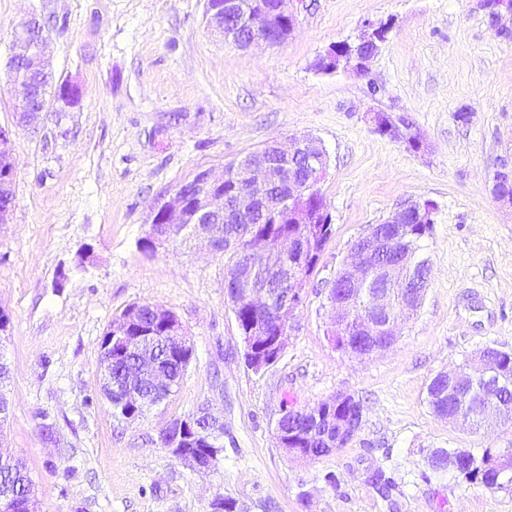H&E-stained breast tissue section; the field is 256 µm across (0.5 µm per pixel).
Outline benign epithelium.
I'll return each mask as SVG.
<instances>
[{"label": "benign epithelium", "mask_w": 512, "mask_h": 512, "mask_svg": "<svg viewBox=\"0 0 512 512\" xmlns=\"http://www.w3.org/2000/svg\"><path fill=\"white\" fill-rule=\"evenodd\" d=\"M301 0H222L214 5L206 0L208 26L219 32L224 41L241 49L259 43L281 44L294 26V14L288 3ZM387 27L365 24V33L359 38L331 45L318 57L316 70L334 73L339 69L362 71L366 62L377 55L385 41ZM14 38L19 52L10 59V66L22 69L32 76L37 73L35 64L46 55L47 40L43 36L40 20L30 16L15 31ZM370 121L375 129L389 138L403 142L412 148L421 146L413 133L412 125L403 115L376 111ZM328 155L322 144L312 137L296 140L287 148L277 142L267 144L251 154L241 181L225 187L227 178H217L211 170L198 171L190 180L180 184L167 198L154 208L151 224L163 229H152L143 247L152 250L155 244L178 235L182 224H189L194 233L203 238L214 253L224 250V224L250 223L254 209L277 218L287 202L306 204L312 198H320V182L327 175ZM15 169L0 175V223L7 220L12 206V186ZM493 193L496 199L512 205V168L503 162L493 172ZM435 206L430 201H407L393 211L385 223L390 230L414 216L423 224L433 223ZM387 240L384 233L372 226L359 237L347 255L343 269L336 275L332 287H341L346 298L332 302L334 330L332 336L354 337V343L346 352L358 358L370 357L389 348L397 339L396 326L420 306L427 286L426 269L416 262L415 252L399 248L391 261L383 260ZM296 250L306 251L305 238L296 235L267 234L242 256L240 271L225 279L226 295L247 302L254 313L255 322L249 330L252 339L266 336V329L275 325L279 329L276 349L267 358L255 357L258 368L274 364L286 347L297 309L304 299L306 278L293 270L281 278L278 287H268L274 269V256ZM380 287L369 297L368 313L352 320L353 302L359 300L372 285ZM405 289V297L396 302L386 289ZM140 310L131 307L112 322L102 340L99 381L102 394L112 400V345L121 344L138 357V363L125 372L122 388L124 401L133 407L144 404L138 387L147 377L146 370L154 365L156 343L159 338L139 328ZM158 318L166 332L175 338L167 343L168 351L183 357L193 353V345L184 334L183 326L175 313L159 309ZM448 378V394L463 390L477 379L499 381V368L494 350L486 347L473 359L449 372L441 373ZM346 394L339 393L327 401L293 410L297 416H307L312 409L322 406L334 409L344 403ZM224 436V423L204 405L201 411L190 416L174 418L161 432V439L174 458L196 471L213 467L219 439Z\"/></svg>", "instance_id": "1"}]
</instances>
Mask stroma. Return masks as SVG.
Instances as JSON below:
<instances>
[{
  "label": "stroma",
  "instance_id": "stroma-1",
  "mask_svg": "<svg viewBox=\"0 0 512 512\" xmlns=\"http://www.w3.org/2000/svg\"><path fill=\"white\" fill-rule=\"evenodd\" d=\"M33 14L55 83L81 95L49 99L21 127L8 61ZM368 21L388 32L365 73L315 70ZM373 111L407 116L421 149L379 133ZM0 127L16 171L0 224V448L26 461L40 512H213L219 497L240 512H512V494L428 464L436 448L512 447V422L474 433L427 403L437 373L490 344L512 352V207L490 181L512 156V0H305L288 40L248 49L208 27L206 0H0ZM307 136L328 152L319 188L333 231L282 355L256 371L224 292L228 254L142 242L156 202L197 171ZM408 200L435 205L423 303L390 349L349 356L327 335L328 289L358 237ZM141 303L178 316L194 358L176 392L131 422L100 392L101 343ZM339 392L364 405L343 448L312 460L281 448L286 404ZM206 403L224 419V452L197 472L160 432ZM379 470L390 495L372 483Z\"/></svg>",
  "mask_w": 512,
  "mask_h": 512
}]
</instances>
